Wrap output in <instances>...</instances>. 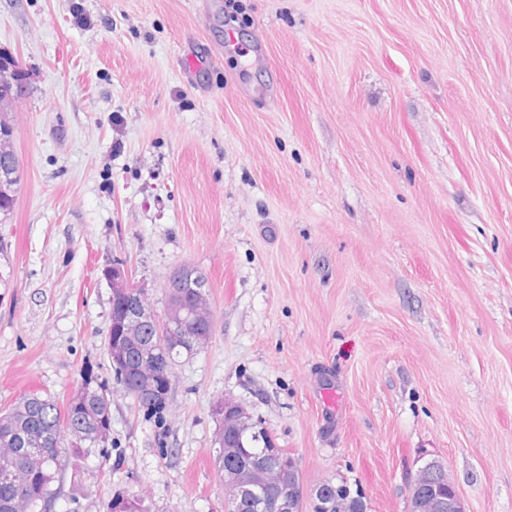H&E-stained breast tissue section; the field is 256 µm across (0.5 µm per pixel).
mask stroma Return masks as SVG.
Masks as SVG:
<instances>
[{"label":"stroma","mask_w":512,"mask_h":512,"mask_svg":"<svg viewBox=\"0 0 512 512\" xmlns=\"http://www.w3.org/2000/svg\"><path fill=\"white\" fill-rule=\"evenodd\" d=\"M0 50V412L112 380L113 260L159 311L194 267L214 311L162 417L113 386L50 512H224L227 399L303 512L326 480L407 512L421 458L512 512V0H0ZM9 132L10 134L3 131L2 134L0 133V160H2L0 165V188L2 189L11 188L20 174V160L12 145L13 136L10 129ZM18 184L19 182L16 186Z\"/></svg>","instance_id":"1"}]
</instances>
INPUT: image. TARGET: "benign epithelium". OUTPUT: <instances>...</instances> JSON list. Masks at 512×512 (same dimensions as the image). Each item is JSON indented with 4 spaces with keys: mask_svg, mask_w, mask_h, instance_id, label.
Returning <instances> with one entry per match:
<instances>
[{
    "mask_svg": "<svg viewBox=\"0 0 512 512\" xmlns=\"http://www.w3.org/2000/svg\"><path fill=\"white\" fill-rule=\"evenodd\" d=\"M13 136L0 133V188L8 189L18 180L20 160L12 145ZM104 277L112 290V301L120 306L111 311L113 320L121 324L125 340L108 344L112 367L121 372L139 373L138 394L145 399L154 392V382L161 373L170 368L166 357L169 349L181 347L192 353L202 347L212 335V322L204 318L209 310V294L206 279L188 265L178 267L169 277L166 288L169 295L181 296L189 293L198 318H183L176 305H168L163 313H158L148 297L143 284L132 279L124 264L112 262L104 269ZM158 325L162 329L161 341L138 351L137 337L145 329ZM224 427L235 430L238 441L226 442L220 449L223 457L245 448V444L275 446L271 434L262 422L248 413L241 405L224 400L222 414ZM297 467L294 457L285 460L258 459V464L246 468L224 469V510L225 512H297L298 502L304 498L303 489L293 482V472ZM427 473L437 475L435 482L426 490L414 495L413 512H467L456 486L445 467L437 460L422 463L409 481V487L422 485ZM273 485L277 494H261L258 488Z\"/></svg>",
    "mask_w": 512,
    "mask_h": 512,
    "instance_id": "obj_1",
    "label": "benign epithelium"
}]
</instances>
